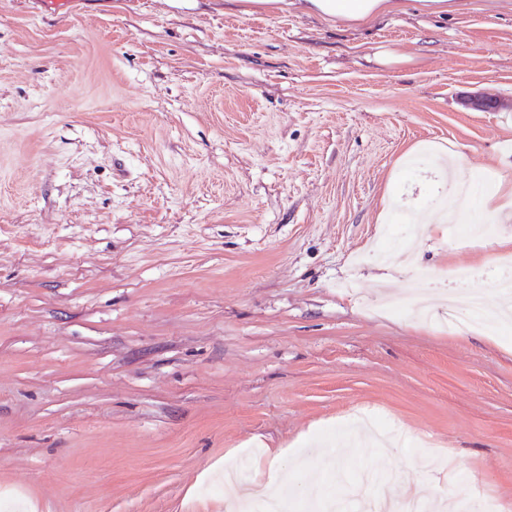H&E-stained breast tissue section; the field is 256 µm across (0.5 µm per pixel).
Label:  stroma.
<instances>
[{"label": "stroma", "mask_w": 512, "mask_h": 512, "mask_svg": "<svg viewBox=\"0 0 512 512\" xmlns=\"http://www.w3.org/2000/svg\"><path fill=\"white\" fill-rule=\"evenodd\" d=\"M367 25L224 0H0V512L343 501L512 512V0ZM469 186L454 241L425 218ZM410 252L366 259L388 226ZM432 272L428 319L363 306ZM472 277L455 280V269Z\"/></svg>", "instance_id": "35a3bbf8"}]
</instances>
